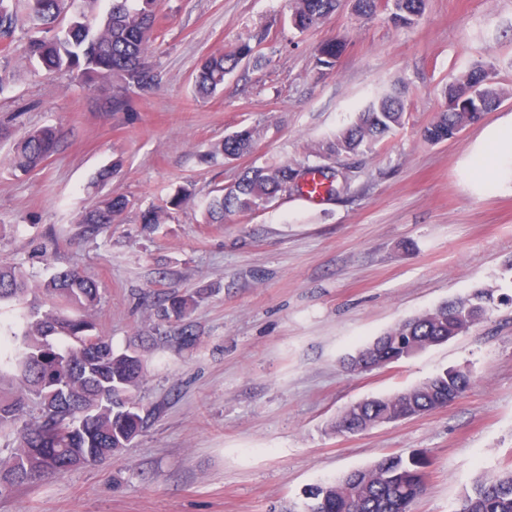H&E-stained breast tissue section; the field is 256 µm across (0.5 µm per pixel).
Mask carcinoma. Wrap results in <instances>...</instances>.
<instances>
[{"label":"carcinoma","mask_w":512,"mask_h":512,"mask_svg":"<svg viewBox=\"0 0 512 512\" xmlns=\"http://www.w3.org/2000/svg\"><path fill=\"white\" fill-rule=\"evenodd\" d=\"M339 0H289L290 22L301 32L336 11ZM75 0H0V39L3 51L37 62L44 75L67 72L87 88L110 86L104 108L128 112L134 99L153 92L161 73L152 61L156 0H112L106 16L93 30L79 18L63 20ZM395 24L411 26L421 17L424 0H384ZM21 31L26 41L15 39ZM248 59L255 66L262 56L248 42L231 52L204 57L195 74L194 91L212 97L224 78ZM511 91L501 86L488 64H469L444 91L445 103L424 130L425 139L441 142L463 125L495 110ZM405 103L394 92L375 97L351 124L325 144L309 149L302 163H271L244 172L231 185L212 190L208 223L222 224L230 214H253L284 194L299 196L316 172L330 180L336 193L335 172L324 160L356 154L383 142L404 122ZM254 130L246 127L224 137L209 153L236 159L250 153ZM59 147L53 127L31 129L14 144L10 165L21 172L39 167ZM189 190L180 187L168 199L142 213L144 224H165L181 208ZM123 196L105 198L86 210L81 223L91 231L112 224L127 209ZM39 290L61 303L41 310L32 307L15 325L0 326V366L13 367L23 393L0 399V430L16 425L13 456L0 460V497L15 488L36 483L120 452L143 428L144 418L133 392L144 377L145 364L136 352H116L96 323L80 314L100 299L96 279L86 271L56 272ZM33 287L19 266H0V305L23 304ZM194 299L166 296L158 306L164 321L184 318ZM492 296L477 290L396 323L347 359L349 369L361 362L397 363L428 348L465 335L487 319ZM473 377L463 368L442 370L414 386L390 395L365 399L345 408L332 428L338 433H361L374 421L410 417L444 407L461 398ZM424 462L414 456L385 454L367 468L310 487L304 512H410L425 487ZM455 512H512V471L493 480L476 482Z\"/></svg>","instance_id":"1"}]
</instances>
